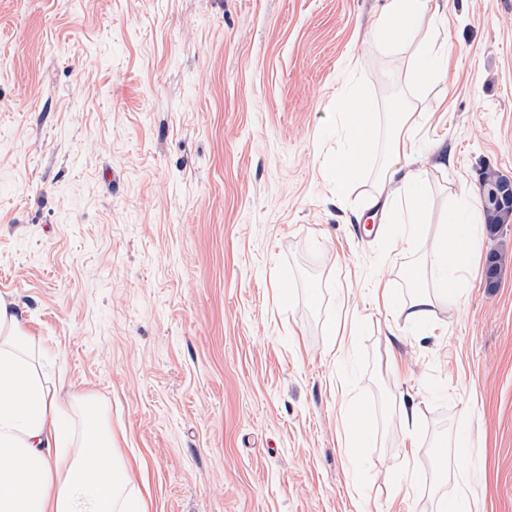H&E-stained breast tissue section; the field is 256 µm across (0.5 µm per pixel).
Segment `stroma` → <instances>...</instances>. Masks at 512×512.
<instances>
[{"label":"stroma","mask_w":512,"mask_h":512,"mask_svg":"<svg viewBox=\"0 0 512 512\" xmlns=\"http://www.w3.org/2000/svg\"><path fill=\"white\" fill-rule=\"evenodd\" d=\"M431 3L447 78L418 89L368 42L385 0H0V297L107 408L147 512H512V223L479 244L497 287L420 327L369 208L399 107L428 224L512 178V0ZM340 93L380 116L341 196ZM344 415L351 435V442L348 444V447L355 448L360 435L369 429L370 419L364 416L359 408L345 409Z\"/></svg>","instance_id":"1"}]
</instances>
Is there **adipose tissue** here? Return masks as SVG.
I'll list each match as a JSON object with an SVG mask.
<instances>
[{
  "label": "adipose tissue",
  "instance_id": "ef3b65f1",
  "mask_svg": "<svg viewBox=\"0 0 512 512\" xmlns=\"http://www.w3.org/2000/svg\"><path fill=\"white\" fill-rule=\"evenodd\" d=\"M428 3L387 0L372 33L376 49L411 58L408 80L421 86L438 77L430 64L434 45L420 37L436 23ZM336 110L350 130L351 148L331 157L324 172L342 195L350 174L370 158L376 119L371 102L360 96L338 95ZM407 127L400 122L394 132L385 182L370 204L402 227L400 237L384 239V247L401 245L412 252L425 247L430 265L444 273L432 286L415 285L404 306L409 321L425 325L436 298L455 297L474 269L480 220L468 205L449 210L435 228L424 225L434 199L421 173L408 166L414 147ZM34 347L13 303L0 298V512H143L140 500L123 494L127 473L114 460L112 425L104 409L79 398L84 427L72 436L56 420L64 385L42 377Z\"/></svg>",
  "mask_w": 512,
  "mask_h": 512
}]
</instances>
